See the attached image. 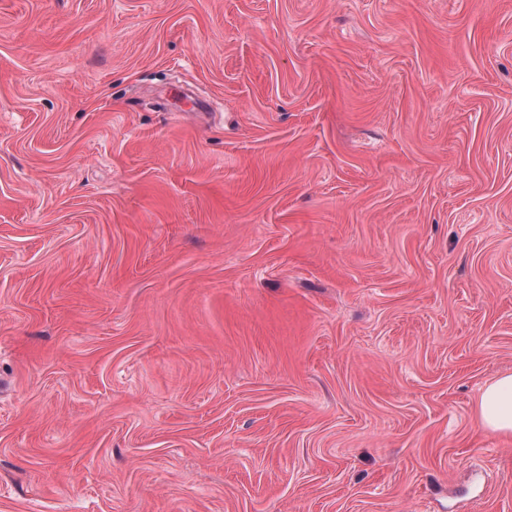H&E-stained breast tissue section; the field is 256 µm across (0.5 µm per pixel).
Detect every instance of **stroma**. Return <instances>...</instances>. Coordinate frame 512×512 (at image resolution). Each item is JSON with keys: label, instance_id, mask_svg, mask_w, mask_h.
Listing matches in <instances>:
<instances>
[{"label": "stroma", "instance_id": "1", "mask_svg": "<svg viewBox=\"0 0 512 512\" xmlns=\"http://www.w3.org/2000/svg\"><path fill=\"white\" fill-rule=\"evenodd\" d=\"M512 0H0V512H512ZM477 417L482 429L512 436V374L502 375L482 389Z\"/></svg>", "mask_w": 512, "mask_h": 512}]
</instances>
